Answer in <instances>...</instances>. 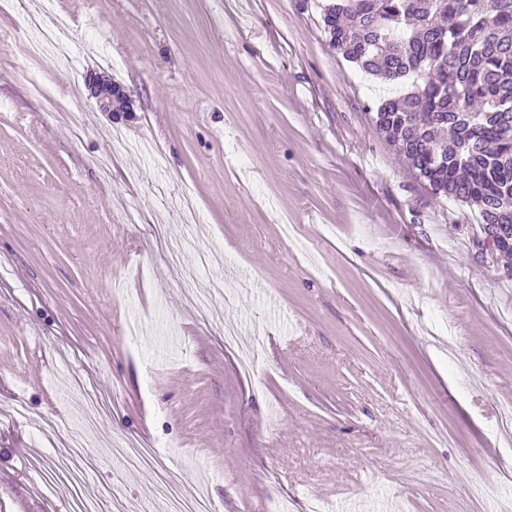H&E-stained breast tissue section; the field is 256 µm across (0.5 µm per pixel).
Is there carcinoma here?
<instances>
[{
	"label": "carcinoma",
	"mask_w": 512,
	"mask_h": 512,
	"mask_svg": "<svg viewBox=\"0 0 512 512\" xmlns=\"http://www.w3.org/2000/svg\"><path fill=\"white\" fill-rule=\"evenodd\" d=\"M334 51L385 82L375 126L437 197L512 256V0H330Z\"/></svg>",
	"instance_id": "carcinoma-1"
}]
</instances>
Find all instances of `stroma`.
<instances>
[{
    "label": "stroma",
    "mask_w": 512,
    "mask_h": 512,
    "mask_svg": "<svg viewBox=\"0 0 512 512\" xmlns=\"http://www.w3.org/2000/svg\"><path fill=\"white\" fill-rule=\"evenodd\" d=\"M239 2L52 0L67 26L34 55L41 0H0V512H153L170 477L215 512H512V257L376 130L393 87L330 47L326 0ZM104 73L132 111L97 110ZM174 239L213 257L198 291L232 280L238 349ZM64 361L103 402L90 431Z\"/></svg>",
    "instance_id": "obj_1"
}]
</instances>
